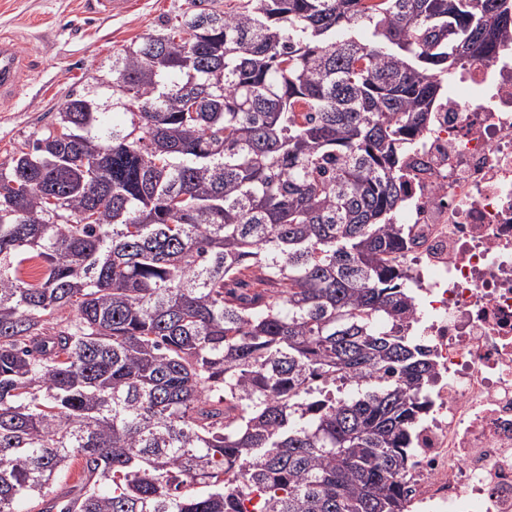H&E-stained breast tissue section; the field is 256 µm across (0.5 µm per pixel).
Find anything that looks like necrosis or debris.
Wrapping results in <instances>:
<instances>
[{
  "label": "necrosis or debris",
  "instance_id": "necrosis-or-debris-1",
  "mask_svg": "<svg viewBox=\"0 0 512 512\" xmlns=\"http://www.w3.org/2000/svg\"><path fill=\"white\" fill-rule=\"evenodd\" d=\"M401 265L436 363L414 512H512V43L460 69L405 159Z\"/></svg>",
  "mask_w": 512,
  "mask_h": 512
}]
</instances>
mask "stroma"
I'll return each mask as SVG.
<instances>
[{
  "label": "stroma",
  "mask_w": 512,
  "mask_h": 512,
  "mask_svg": "<svg viewBox=\"0 0 512 512\" xmlns=\"http://www.w3.org/2000/svg\"><path fill=\"white\" fill-rule=\"evenodd\" d=\"M240 0H138L113 17L88 0H0V35L25 61L20 83L0 98V159L33 134L51 129L71 91L89 76L110 78L114 56L131 43L160 33L195 8L232 11Z\"/></svg>",
  "instance_id": "35a3bbf8"
}]
</instances>
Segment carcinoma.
Masks as SVG:
<instances>
[{"instance_id": "1", "label": "carcinoma", "mask_w": 512, "mask_h": 512, "mask_svg": "<svg viewBox=\"0 0 512 512\" xmlns=\"http://www.w3.org/2000/svg\"><path fill=\"white\" fill-rule=\"evenodd\" d=\"M511 40L512 0H247L112 60L127 125L71 95L0 162V512H411L402 162Z\"/></svg>"}]
</instances>
